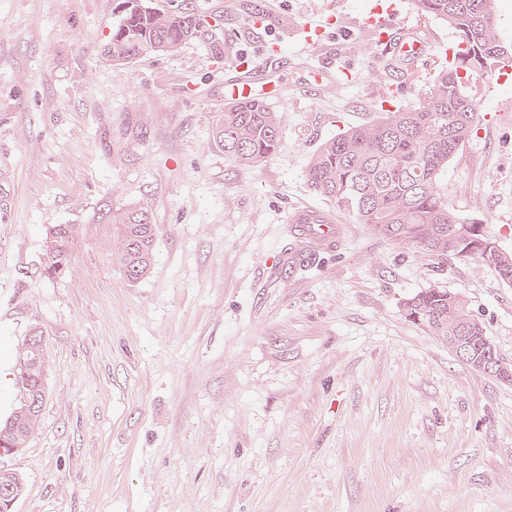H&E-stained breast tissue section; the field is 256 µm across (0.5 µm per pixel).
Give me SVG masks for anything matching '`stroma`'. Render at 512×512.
Returning <instances> with one entry per match:
<instances>
[{"instance_id":"1","label":"stroma","mask_w":512,"mask_h":512,"mask_svg":"<svg viewBox=\"0 0 512 512\" xmlns=\"http://www.w3.org/2000/svg\"><path fill=\"white\" fill-rule=\"evenodd\" d=\"M118 0H0V413L17 350L46 339L47 400L0 468L15 512H512V385L408 319V298H463L512 366V284L441 264L343 212L338 250L299 242L300 205L331 208L305 166L413 86L357 29L369 0H152L222 22L173 54L117 64ZM335 13L329 50L296 30ZM265 15L262 28L253 18ZM287 59L281 146L253 169L212 141L224 58ZM351 80L312 93L325 56ZM478 131L441 182L448 207L512 252V81L483 76ZM148 208L145 278L125 281L103 209ZM78 227L69 270L41 275L45 232ZM304 255L291 265L288 252Z\"/></svg>"}]
</instances>
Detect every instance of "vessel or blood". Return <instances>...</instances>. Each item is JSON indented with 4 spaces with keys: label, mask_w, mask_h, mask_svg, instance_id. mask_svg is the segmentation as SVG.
I'll list each match as a JSON object with an SVG mask.
<instances>
[{
    "label": "vessel or blood",
    "mask_w": 512,
    "mask_h": 512,
    "mask_svg": "<svg viewBox=\"0 0 512 512\" xmlns=\"http://www.w3.org/2000/svg\"><path fill=\"white\" fill-rule=\"evenodd\" d=\"M398 12L397 0H375L364 28L370 32L377 43L385 45L394 59L417 63L427 55L430 47L428 40L411 39V23H402L393 27L392 20ZM233 70L241 72L237 81L224 84V95L233 100H270L281 99L285 90L273 83L272 71L263 69L248 61L240 60L232 65ZM344 69H331L325 65L309 67L307 77L316 88L322 89L330 84L342 81ZM298 238L315 242L323 251L336 250L339 244L340 225L335 212L312 206L298 207L288 215Z\"/></svg>",
    "instance_id": "vessel-or-blood-1"
}]
</instances>
